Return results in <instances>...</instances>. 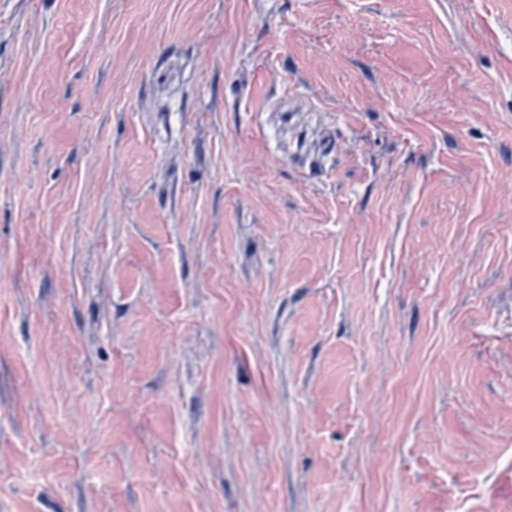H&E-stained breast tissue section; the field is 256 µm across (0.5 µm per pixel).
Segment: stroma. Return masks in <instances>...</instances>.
Returning <instances> with one entry per match:
<instances>
[{"mask_svg":"<svg viewBox=\"0 0 512 512\" xmlns=\"http://www.w3.org/2000/svg\"><path fill=\"white\" fill-rule=\"evenodd\" d=\"M0 512H512V0H0Z\"/></svg>","mask_w":512,"mask_h":512,"instance_id":"stroma-1","label":"stroma"}]
</instances>
